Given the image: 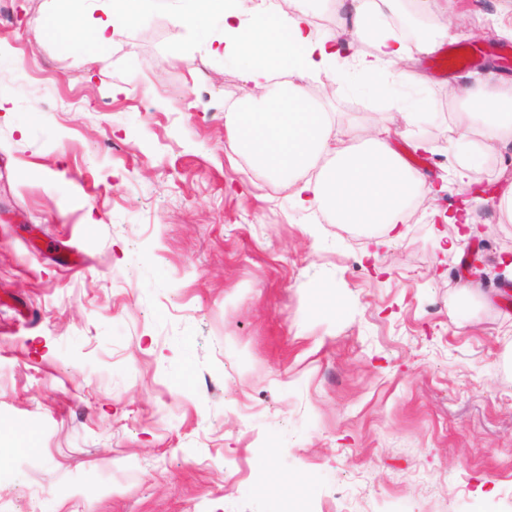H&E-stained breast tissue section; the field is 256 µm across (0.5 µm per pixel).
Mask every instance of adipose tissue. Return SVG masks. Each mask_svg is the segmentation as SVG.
Returning <instances> with one entry per match:
<instances>
[{
	"mask_svg": "<svg viewBox=\"0 0 512 512\" xmlns=\"http://www.w3.org/2000/svg\"><path fill=\"white\" fill-rule=\"evenodd\" d=\"M345 17L343 35L314 32L309 14L314 0H296L291 13L262 9L241 21L229 0H181L179 20L205 23L222 17L212 42L236 65L255 94L225 106L227 147L275 175L299 206L315 205L336 223L377 226L397 233L409 201L425 180L411 171L384 132L350 126L336 132L335 113L318 105L303 81L323 73L342 84L358 80L388 97L406 124L427 120L413 100L392 95L406 84L394 65L407 56L406 38L387 22L401 0H328ZM161 0H108L100 16L77 21L95 30L94 42L106 49L118 21L132 22L154 13ZM448 121V165L474 171L481 159L512 146V81L452 74Z\"/></svg>",
	"mask_w": 512,
	"mask_h": 512,
	"instance_id": "1",
	"label": "adipose tissue"
}]
</instances>
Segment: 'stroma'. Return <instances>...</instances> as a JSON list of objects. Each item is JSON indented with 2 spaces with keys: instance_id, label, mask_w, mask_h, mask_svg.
Returning <instances> with one entry per match:
<instances>
[{
  "instance_id": "obj_1",
  "label": "stroma",
  "mask_w": 512,
  "mask_h": 512,
  "mask_svg": "<svg viewBox=\"0 0 512 512\" xmlns=\"http://www.w3.org/2000/svg\"><path fill=\"white\" fill-rule=\"evenodd\" d=\"M45 2L0 0V512H512V223L446 253L427 208L387 241L298 207L226 149L253 86L220 18L164 0L94 61ZM506 5L406 0L512 78ZM419 71L433 117L391 145L445 210L448 76ZM320 103L391 121L363 86Z\"/></svg>"
}]
</instances>
